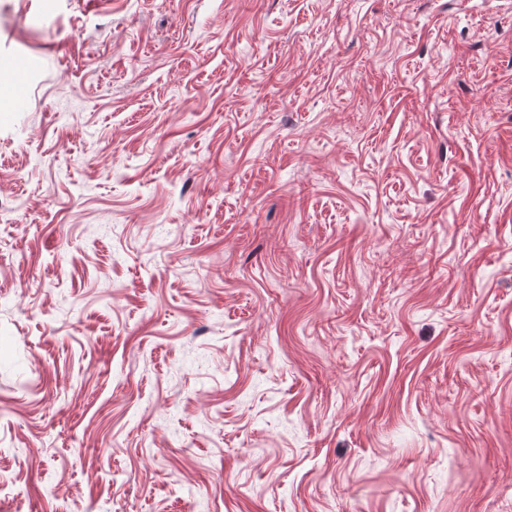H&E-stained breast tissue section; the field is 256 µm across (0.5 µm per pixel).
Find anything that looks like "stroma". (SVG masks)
I'll use <instances>...</instances> for the list:
<instances>
[{
    "mask_svg": "<svg viewBox=\"0 0 512 512\" xmlns=\"http://www.w3.org/2000/svg\"><path fill=\"white\" fill-rule=\"evenodd\" d=\"M0 72V512H512V0H0Z\"/></svg>",
    "mask_w": 512,
    "mask_h": 512,
    "instance_id": "stroma-1",
    "label": "stroma"
}]
</instances>
